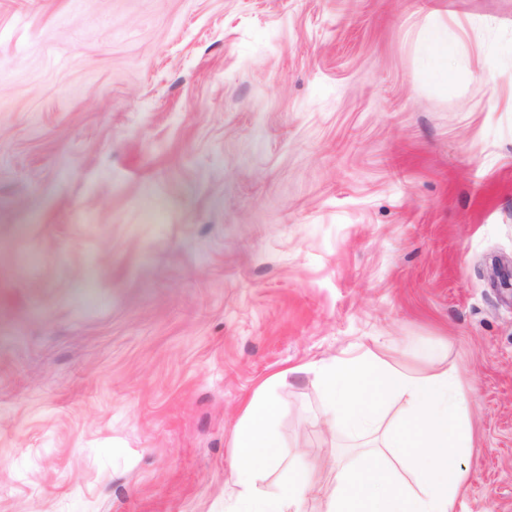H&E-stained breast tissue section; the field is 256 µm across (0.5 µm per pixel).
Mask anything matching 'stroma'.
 <instances>
[{"mask_svg":"<svg viewBox=\"0 0 512 512\" xmlns=\"http://www.w3.org/2000/svg\"><path fill=\"white\" fill-rule=\"evenodd\" d=\"M511 97L512 0H0V512H231L255 395L273 492L358 455L300 366L429 347L512 512ZM426 53L431 63L430 74L435 77H450L448 60L463 51L460 43H448V37L439 28H433L427 36Z\"/></svg>","mask_w":512,"mask_h":512,"instance_id":"35a3bbf8","label":"stroma"}]
</instances>
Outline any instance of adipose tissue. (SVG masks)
Segmentation results:
<instances>
[{
	"mask_svg": "<svg viewBox=\"0 0 512 512\" xmlns=\"http://www.w3.org/2000/svg\"><path fill=\"white\" fill-rule=\"evenodd\" d=\"M425 370L405 373L378 362L371 350L304 366L326 395L322 421L356 443L380 444L356 460L325 466L315 461L294 470L276 494L259 483L276 468L281 444L275 431L279 405L253 398L234 435L232 477L236 512H303L311 499L326 512H459L470 480L459 456L472 446L471 388L429 355ZM405 399L407 410L393 428L381 427L388 404Z\"/></svg>",
	"mask_w": 512,
	"mask_h": 512,
	"instance_id": "1",
	"label": "adipose tissue"
}]
</instances>
